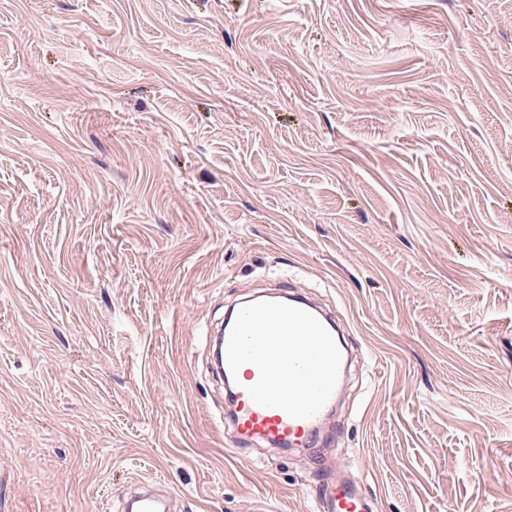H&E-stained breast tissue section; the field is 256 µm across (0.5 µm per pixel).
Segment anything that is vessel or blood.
Returning <instances> with one entry per match:
<instances>
[{"instance_id": "b4317fda", "label": "vessel or blood", "mask_w": 512, "mask_h": 512, "mask_svg": "<svg viewBox=\"0 0 512 512\" xmlns=\"http://www.w3.org/2000/svg\"><path fill=\"white\" fill-rule=\"evenodd\" d=\"M232 381L229 421L241 442L308 448L331 412L345 360L332 318L303 298L247 299L224 331ZM319 512H370L356 484L342 481L317 498Z\"/></svg>"}]
</instances>
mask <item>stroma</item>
<instances>
[{
  "mask_svg": "<svg viewBox=\"0 0 512 512\" xmlns=\"http://www.w3.org/2000/svg\"><path fill=\"white\" fill-rule=\"evenodd\" d=\"M300 291L353 357L237 442L210 334ZM512 512V0H0V512ZM367 497L351 481L333 483L317 498V510L324 512H369Z\"/></svg>",
  "mask_w": 512,
  "mask_h": 512,
  "instance_id": "1",
  "label": "stroma"
}]
</instances>
